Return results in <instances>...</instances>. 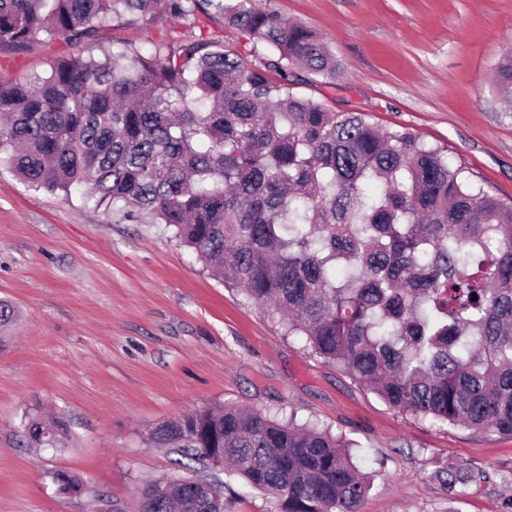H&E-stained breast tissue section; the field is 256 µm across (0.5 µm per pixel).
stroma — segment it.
Here are the masks:
<instances>
[{"label":"stroma","mask_w":512,"mask_h":512,"mask_svg":"<svg viewBox=\"0 0 512 512\" xmlns=\"http://www.w3.org/2000/svg\"><path fill=\"white\" fill-rule=\"evenodd\" d=\"M315 31L336 57L333 83L297 72L294 94L406 127L444 147L475 187L512 200V112L492 71L512 47V0H254ZM186 40L189 28L113 24L106 46ZM83 45L46 39L0 49V77L47 69ZM0 512H90L98 497L135 512L150 483H213L231 512H266L264 494L223 469L179 464L152 447V427L233 404L311 422L358 446L373 479L360 512H512V436L420 420L391 409L335 365L285 335L258 306L213 278L161 224L130 223L70 197L33 191L0 169ZM44 405L69 427L64 448L29 447L23 412ZM475 466L485 482L452 498L434 472ZM78 475L61 495L52 470Z\"/></svg>","instance_id":"stroma-1"}]
</instances>
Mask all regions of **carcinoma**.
<instances>
[{
    "mask_svg": "<svg viewBox=\"0 0 512 512\" xmlns=\"http://www.w3.org/2000/svg\"><path fill=\"white\" fill-rule=\"evenodd\" d=\"M159 18L236 29L266 54L253 65L222 41L163 38L0 79V167L36 190L67 197L81 186L85 202L124 221L165 225L389 407L512 435V204L410 130L294 95V68L336 78L314 31L252 0H0V48L93 47L113 23ZM495 89L512 102L511 52ZM21 424L32 446L67 444L66 422L38 407ZM148 441L201 462L224 457L270 512H359L372 489L343 437L236 405L195 409ZM435 479L455 497L485 475L443 462ZM228 508L191 478L147 505Z\"/></svg>",
    "mask_w": 512,
    "mask_h": 512,
    "instance_id": "1",
    "label": "carcinoma"
}]
</instances>
